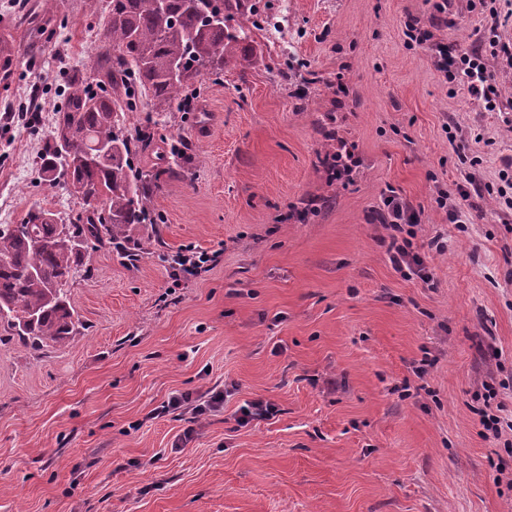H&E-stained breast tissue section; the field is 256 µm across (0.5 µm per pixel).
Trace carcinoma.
Masks as SVG:
<instances>
[{"instance_id": "carcinoma-1", "label": "carcinoma", "mask_w": 512, "mask_h": 512, "mask_svg": "<svg viewBox=\"0 0 512 512\" xmlns=\"http://www.w3.org/2000/svg\"><path fill=\"white\" fill-rule=\"evenodd\" d=\"M109 7L108 48L90 64L103 81L95 90L81 78L72 81L55 121L63 136L41 159L47 180L66 179L85 202V223L33 209L20 224L0 225V328L34 352L76 335L68 286L81 272L84 244L105 239L128 262L147 247L128 237V226L148 219L151 182L132 160L150 138L129 134L126 114L142 97L154 111L170 112L204 76L247 60V32L231 22L255 10L252 0H168L163 13L155 0H110ZM174 62L182 67L177 78L170 74ZM107 143L112 155L97 153ZM97 201L110 214L107 224Z\"/></svg>"}]
</instances>
